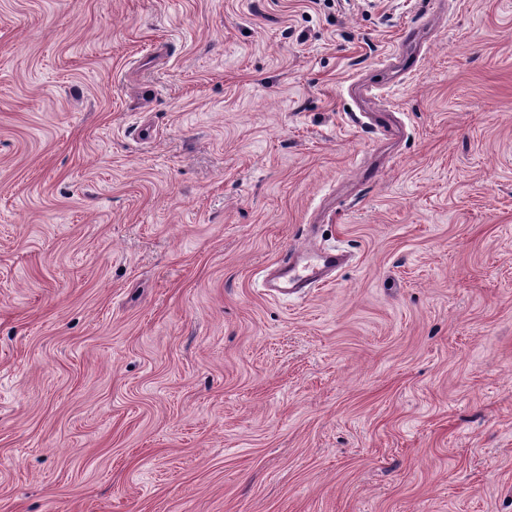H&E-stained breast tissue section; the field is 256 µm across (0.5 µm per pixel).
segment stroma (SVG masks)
<instances>
[{
  "instance_id": "stroma-1",
  "label": "stroma",
  "mask_w": 512,
  "mask_h": 512,
  "mask_svg": "<svg viewBox=\"0 0 512 512\" xmlns=\"http://www.w3.org/2000/svg\"><path fill=\"white\" fill-rule=\"evenodd\" d=\"M0 512H512V0H0ZM347 257L331 252H316L310 249L294 251L276 264L279 273L268 285L273 294L291 295L307 286L316 288L325 286L336 268L344 264Z\"/></svg>"
}]
</instances>
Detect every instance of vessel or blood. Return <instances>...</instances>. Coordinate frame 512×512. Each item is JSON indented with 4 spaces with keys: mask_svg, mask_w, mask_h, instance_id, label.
<instances>
[{
    "mask_svg": "<svg viewBox=\"0 0 512 512\" xmlns=\"http://www.w3.org/2000/svg\"><path fill=\"white\" fill-rule=\"evenodd\" d=\"M345 261V256L335 251L316 252L304 249L292 252L279 263V272L269 284L270 291L279 295H291L307 286H325L332 272Z\"/></svg>",
    "mask_w": 512,
    "mask_h": 512,
    "instance_id": "1",
    "label": "vessel or blood"
}]
</instances>
